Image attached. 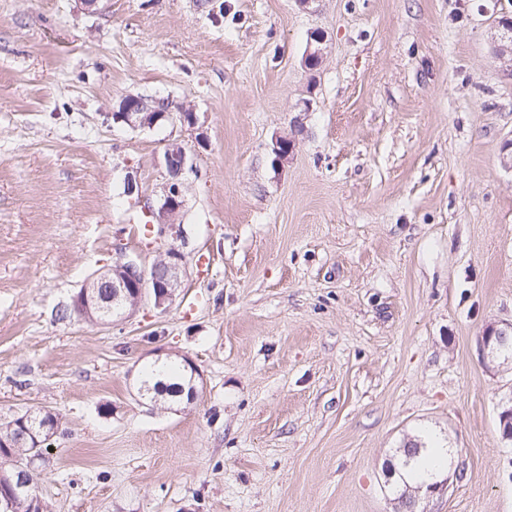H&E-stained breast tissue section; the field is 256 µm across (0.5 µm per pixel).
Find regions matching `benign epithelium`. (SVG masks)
<instances>
[{
  "instance_id": "benign-epithelium-1",
  "label": "benign epithelium",
  "mask_w": 512,
  "mask_h": 512,
  "mask_svg": "<svg viewBox=\"0 0 512 512\" xmlns=\"http://www.w3.org/2000/svg\"><path fill=\"white\" fill-rule=\"evenodd\" d=\"M496 50L497 59L505 66L512 68V19L504 16L496 24ZM325 43L324 34L313 31L309 37L304 65L310 70L317 68L323 58L322 45ZM169 123L179 122L183 125L196 124V116L192 112L174 111L162 108L156 102L148 101L136 95L126 96L120 103L119 116L115 121L122 122L132 129H152L159 121ZM163 167L166 172V182L162 194L153 204L144 206L151 218L150 230L156 232L159 238L184 239L181 225L175 222V217L184 206V185L186 177L196 172L190 156L184 148L174 145L163 154ZM184 255L179 248L172 246L165 258L152 267V276L140 259L136 256H126L119 262L122 274L112 280L102 273H97L93 282H101L104 288L112 289V304L120 305L121 309L115 311V320L126 319L132 315L126 302L130 296H135L136 302L151 297L154 306L161 308L172 302L176 296V289L181 287ZM512 341V335L505 330L489 331L483 336V347L489 357H496L501 347Z\"/></svg>"
}]
</instances>
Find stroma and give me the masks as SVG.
<instances>
[{
	"mask_svg": "<svg viewBox=\"0 0 512 512\" xmlns=\"http://www.w3.org/2000/svg\"><path fill=\"white\" fill-rule=\"evenodd\" d=\"M504 14L512 0H0V418L60 414L33 472L50 512H396L386 466L421 428L451 458L415 512H512V358L481 343L512 323ZM129 95L197 123L114 122ZM172 144L197 167L174 301L55 320L97 271L164 255L144 201ZM164 358L195 367L190 403L139 396ZM496 50L497 59L512 69V19L501 17L496 24ZM510 55V58L507 56Z\"/></svg>",
	"mask_w": 512,
	"mask_h": 512,
	"instance_id": "35a3bbf8",
	"label": "stroma"
}]
</instances>
